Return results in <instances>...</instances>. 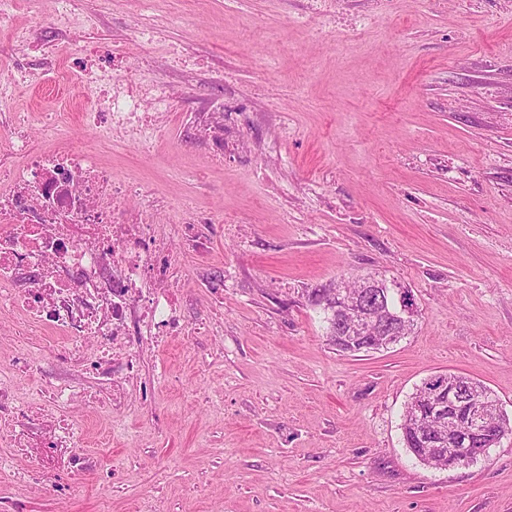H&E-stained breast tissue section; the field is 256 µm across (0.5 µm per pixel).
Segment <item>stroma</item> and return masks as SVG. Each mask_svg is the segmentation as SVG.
<instances>
[{"label":"stroma","mask_w":512,"mask_h":512,"mask_svg":"<svg viewBox=\"0 0 512 512\" xmlns=\"http://www.w3.org/2000/svg\"><path fill=\"white\" fill-rule=\"evenodd\" d=\"M78 7L66 25L56 0H16L0 77L27 78L0 113L27 118L44 146L46 114L96 100L64 78L80 46L95 48L111 79L174 94L153 149L116 132L109 162L226 225L176 252L196 331L148 351L161 382L125 383L122 412L66 408L97 471L64 501L3 475L0 492L28 512H512V435L476 464L435 469L401 430L416 387L442 372L480 380L512 416V0ZM146 50L149 63L113 69V53ZM366 273L411 290L414 329L341 353L308 297ZM50 343L0 313V370L23 400L62 371ZM20 352L34 372L9 366Z\"/></svg>","instance_id":"obj_1"}]
</instances>
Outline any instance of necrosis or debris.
<instances>
[{"instance_id":"1","label":"necrosis or debris","mask_w":512,"mask_h":512,"mask_svg":"<svg viewBox=\"0 0 512 512\" xmlns=\"http://www.w3.org/2000/svg\"><path fill=\"white\" fill-rule=\"evenodd\" d=\"M171 103L165 89L145 100L139 89L116 83L107 108L85 112L83 121L98 138L117 129L147 150L157 137L159 110ZM69 125V114H55L45 127L48 147L34 148L24 117L11 121L15 159L0 160V310L22 311L26 325L56 334L54 355L82 373L121 372L106 403L118 411L125 405L122 382L141 377L144 352L191 326L172 286L173 243L154 220L162 197L131 206V199L146 196L145 184L119 175L97 154L61 148ZM172 221L199 248L201 225L224 217L188 201L174 207ZM74 398L63 379L42 399L23 402L11 378L0 374V430L24 458L18 466L0 456V472L12 484L95 469L82 452L81 429L48 419L49 408H66Z\"/></svg>"}]
</instances>
